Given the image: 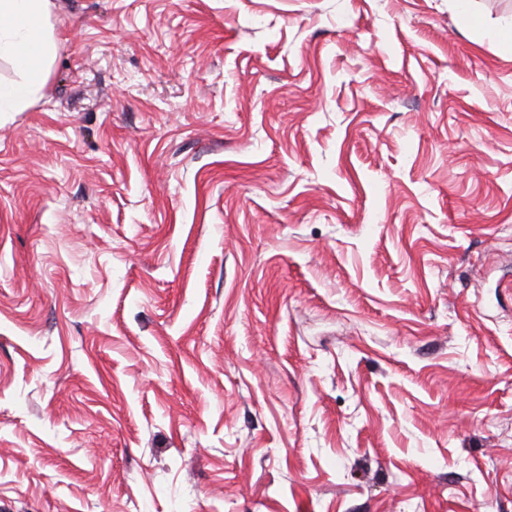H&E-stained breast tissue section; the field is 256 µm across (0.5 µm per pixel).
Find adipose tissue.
<instances>
[{
  "mask_svg": "<svg viewBox=\"0 0 512 512\" xmlns=\"http://www.w3.org/2000/svg\"><path fill=\"white\" fill-rule=\"evenodd\" d=\"M54 0H0V54L12 56L22 80L0 87V112L27 106L42 87L45 62L54 51L50 24Z\"/></svg>",
  "mask_w": 512,
  "mask_h": 512,
  "instance_id": "obj_1",
  "label": "adipose tissue"
}]
</instances>
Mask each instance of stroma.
<instances>
[{"instance_id": "35a3bbf8", "label": "stroma", "mask_w": 512, "mask_h": 512, "mask_svg": "<svg viewBox=\"0 0 512 512\" xmlns=\"http://www.w3.org/2000/svg\"><path fill=\"white\" fill-rule=\"evenodd\" d=\"M55 3L0 512H512V0Z\"/></svg>"}]
</instances>
